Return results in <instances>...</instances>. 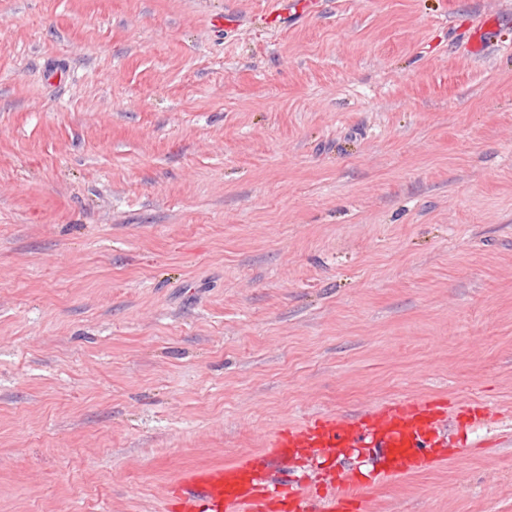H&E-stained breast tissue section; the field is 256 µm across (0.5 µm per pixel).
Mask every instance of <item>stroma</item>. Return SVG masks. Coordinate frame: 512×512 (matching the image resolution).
Returning <instances> with one entry per match:
<instances>
[{
  "instance_id": "1",
  "label": "stroma",
  "mask_w": 512,
  "mask_h": 512,
  "mask_svg": "<svg viewBox=\"0 0 512 512\" xmlns=\"http://www.w3.org/2000/svg\"><path fill=\"white\" fill-rule=\"evenodd\" d=\"M410 401L430 466L289 471L512 512V0H0V512H180ZM283 457L250 460L244 465L225 469L198 472L181 479L189 498L185 509L192 512H249L253 508L250 491L244 489L242 473L247 468H259L268 471L272 466L282 463Z\"/></svg>"
}]
</instances>
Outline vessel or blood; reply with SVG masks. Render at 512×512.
<instances>
[{"mask_svg":"<svg viewBox=\"0 0 512 512\" xmlns=\"http://www.w3.org/2000/svg\"><path fill=\"white\" fill-rule=\"evenodd\" d=\"M440 431L425 405L407 403L380 412L377 419H368L347 426L334 417L314 416L288 434L274 435L271 447L284 448H365L376 462L385 464L388 472L406 473L430 462ZM275 461L261 458L247 466L208 470L184 477L188 498L186 512H251L253 502L244 489L245 468L269 470Z\"/></svg>","mask_w":512,"mask_h":512,"instance_id":"obj_1","label":"vessel or blood"}]
</instances>
